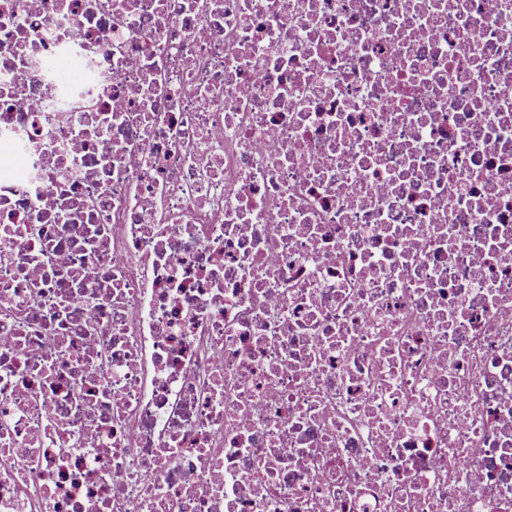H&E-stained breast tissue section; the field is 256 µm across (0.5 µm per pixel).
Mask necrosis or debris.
I'll return each mask as SVG.
<instances>
[{"label": "necrosis or debris", "instance_id": "4bbe7bcc", "mask_svg": "<svg viewBox=\"0 0 512 512\" xmlns=\"http://www.w3.org/2000/svg\"><path fill=\"white\" fill-rule=\"evenodd\" d=\"M0 512H512V0H0Z\"/></svg>", "mask_w": 512, "mask_h": 512}]
</instances>
